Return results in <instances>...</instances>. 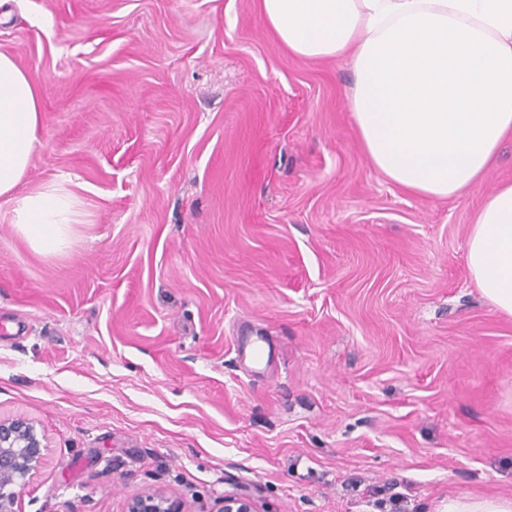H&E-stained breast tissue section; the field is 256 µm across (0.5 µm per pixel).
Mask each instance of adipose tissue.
Returning <instances> with one entry per match:
<instances>
[{
  "instance_id": "obj_1",
  "label": "adipose tissue",
  "mask_w": 512,
  "mask_h": 512,
  "mask_svg": "<svg viewBox=\"0 0 512 512\" xmlns=\"http://www.w3.org/2000/svg\"><path fill=\"white\" fill-rule=\"evenodd\" d=\"M289 53L350 56L349 107L372 167L394 184L446 199L477 184L512 139V0H260ZM41 126L40 95L0 52V196L24 179ZM74 199L51 185L16 201L12 222L38 251H59ZM467 267L512 316V183L483 203Z\"/></svg>"
}]
</instances>
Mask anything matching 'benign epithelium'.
I'll return each instance as SVG.
<instances>
[{"label":"benign epithelium","mask_w":512,"mask_h":512,"mask_svg":"<svg viewBox=\"0 0 512 512\" xmlns=\"http://www.w3.org/2000/svg\"><path fill=\"white\" fill-rule=\"evenodd\" d=\"M46 445L34 424L24 418L0 419V512H14L32 472L45 461ZM128 512H182L178 501L155 493L133 500ZM220 512H258L254 501L226 495Z\"/></svg>","instance_id":"obj_1"}]
</instances>
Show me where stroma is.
<instances>
[{
	"label": "stroma",
	"instance_id": "obj_1",
	"mask_svg": "<svg viewBox=\"0 0 512 512\" xmlns=\"http://www.w3.org/2000/svg\"><path fill=\"white\" fill-rule=\"evenodd\" d=\"M258 0H9L41 94L23 195L76 200L59 252L0 197V417L46 460L15 512H442L512 497V317L468 239L512 140L445 200L376 172L344 59L294 57ZM276 351L262 374L240 334ZM128 512H182L178 501L171 497L155 493L133 500L128 506Z\"/></svg>",
	"mask_w": 512,
	"mask_h": 512
}]
</instances>
